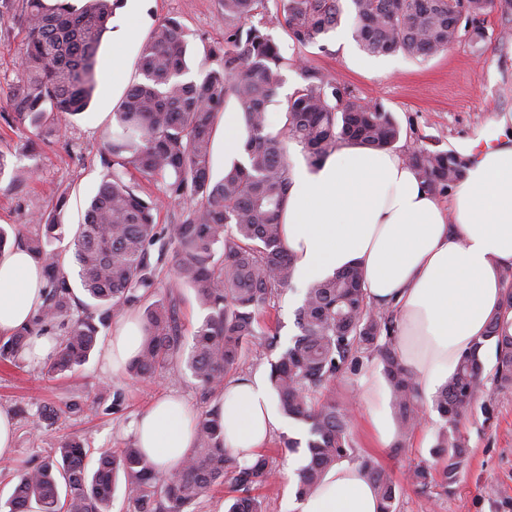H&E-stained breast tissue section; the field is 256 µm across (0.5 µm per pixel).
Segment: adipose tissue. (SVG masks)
<instances>
[{
    "mask_svg": "<svg viewBox=\"0 0 512 512\" xmlns=\"http://www.w3.org/2000/svg\"><path fill=\"white\" fill-rule=\"evenodd\" d=\"M148 0H122L124 21L103 69L113 89L129 84L126 51L140 40ZM281 213L296 279L312 283L358 266L368 300L398 314V351L424 395L438 392L459 356L484 336L502 306V273L512 267V144L473 158L447 202L428 191L405 159L389 150L346 145L315 168L291 170ZM40 266L24 247L0 252V334L28 323L42 304ZM140 319H115L102 360L120 376L138 354ZM387 387L372 374L360 383L375 441L388 447L393 421ZM224 446L253 459L283 421L272 404L267 371L225 382L214 405ZM139 448L160 470L172 471L194 446L190 411L178 397L155 401L135 427ZM299 512H380L371 481L342 461L299 503Z\"/></svg>",
    "mask_w": 512,
    "mask_h": 512,
    "instance_id": "ef3b65f1",
    "label": "adipose tissue"
}]
</instances>
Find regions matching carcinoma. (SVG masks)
Segmentation results:
<instances>
[{
  "mask_svg": "<svg viewBox=\"0 0 512 512\" xmlns=\"http://www.w3.org/2000/svg\"><path fill=\"white\" fill-rule=\"evenodd\" d=\"M120 0H23L19 15L26 47L10 104L17 120L39 130L46 115L62 123L87 110L98 87V57L108 23ZM268 0H219L224 41L213 45L188 77V32L177 20L158 24L137 57L140 79L116 112L112 135L103 145L107 172L91 198L73 238V263L93 301L76 302L63 251L55 247L66 195L31 229L0 226V249L8 236L25 247L45 278L44 302L33 320L0 336V360L15 362L30 336L49 326L61 331L48 365L52 376L83 365L112 318L137 309L144 341L129 363L135 378H147L185 358L203 399L218 396L243 356L255 347L275 355L269 381L281 412L308 425L309 460L298 471V495H306L336 463L353 457L348 413L326 392L340 375L377 358L391 387L402 428L421 425L424 404L414 377L401 364L394 310L367 300L358 268L308 285L296 311L299 330L290 343L261 323V315L294 276L293 255L281 235L280 212L290 187L285 141L302 149L308 165L323 162L337 147L387 150L400 139L394 115L379 103L366 104L319 69L293 63L300 86L288 96L285 123L274 132L267 108L278 95L288 67L264 15ZM285 30L300 47L318 44L353 18V37L372 55L401 52L414 59L434 57L462 38H485L479 17L494 10L492 0H468L461 22L455 0H275ZM238 112L247 137L245 161H233L222 178L211 174L213 137L227 104ZM406 161L429 191L448 194L469 158L455 151L416 146ZM153 182L159 194L142 196L127 178L132 172ZM185 204L182 220L159 226L164 204ZM174 245V280L163 295L156 287L155 244ZM505 299L488 323L484 339L464 352L448 383L435 395L444 421L434 455L443 460L442 483L453 491L469 460L458 423L487 389H512V270L504 272ZM194 289L205 315L182 347L174 289ZM494 346V373L484 376L482 350ZM195 445L176 468L163 473L135 446L100 455L88 469V450L64 440L37 462L16 469L8 512H110L119 482L128 489V512H190L218 484L230 481L240 495L225 512H265L252 491L268 485L267 458L239 461L224 448V425L209 410L194 420ZM374 485L381 512H396L398 485L380 465L361 464Z\"/></svg>",
  "mask_w": 512,
  "mask_h": 512,
  "instance_id": "carcinoma-1",
  "label": "carcinoma"
}]
</instances>
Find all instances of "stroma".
<instances>
[{"instance_id":"stroma-1","label":"stroma","mask_w":512,"mask_h":512,"mask_svg":"<svg viewBox=\"0 0 512 512\" xmlns=\"http://www.w3.org/2000/svg\"><path fill=\"white\" fill-rule=\"evenodd\" d=\"M168 17L189 29L187 63L190 70H197L210 46L224 38V12L218 0H150L141 19L143 33ZM507 25L505 15L493 12L484 20L483 42L464 39L424 61L401 53L367 55L352 39L348 17L320 48L295 49L278 22H271L269 29L285 57L303 56L305 64L321 69L337 85L392 112L402 129L393 150L404 156L416 145L463 154L477 140L512 138V41L500 40ZM24 48L19 20L1 19L0 153L29 170L30 176L24 181L0 177V224L30 223L33 217L52 212L59 194H66L58 241L65 249L105 174L103 142L118 101L111 84L100 82L89 110L73 118L66 129H58L50 118L40 133H33L18 122L9 103ZM501 116L508 119L502 129L491 123ZM33 139L39 144L34 153L29 150ZM381 371L378 360L366 361L359 371L338 377L330 396L349 412L357 457L384 467L397 482L396 512H512V390L492 393V418H485L477 405L463 415L459 429L469 443V463L454 491L436 479L422 488L407 476L421 465L435 475L441 471L442 463L431 449L443 421L434 406H427L421 427L398 433L393 447H375L367 408L357 395L362 376ZM117 395L122 398L118 404L113 401ZM166 395L181 397L195 414L207 407L182 363L147 379H133L112 376L97 350L85 365L55 377L46 375L41 361L0 362V409L8 411L15 424V454L12 461L0 463V504L13 492L16 462L41 459L65 439L79 441L94 460L101 452L133 445L138 417ZM44 407L58 410L60 416L37 433L33 420ZM288 438L307 440L306 426L288 421L263 450L275 471L271 484L259 492L266 512H297L295 473L306 464L307 452L289 451L284 446Z\"/></svg>"}]
</instances>
